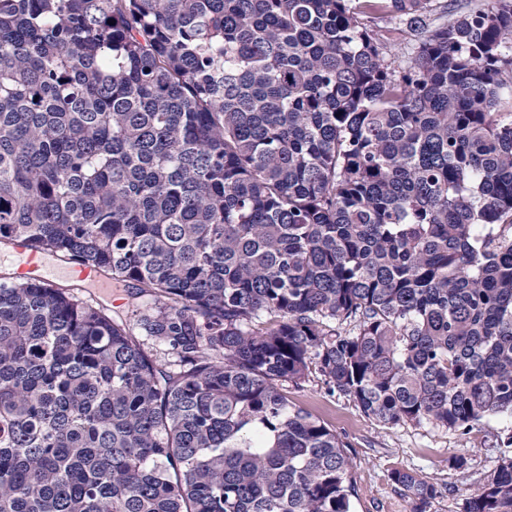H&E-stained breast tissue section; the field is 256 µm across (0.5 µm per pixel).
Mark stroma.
Wrapping results in <instances>:
<instances>
[{
    "label": "stroma",
    "mask_w": 512,
    "mask_h": 512,
    "mask_svg": "<svg viewBox=\"0 0 512 512\" xmlns=\"http://www.w3.org/2000/svg\"><path fill=\"white\" fill-rule=\"evenodd\" d=\"M288 395L348 442L357 491L352 512H412L408 499L389 479L394 468L442 487V496L433 501L429 512H458L461 500L495 470L500 455L496 436L512 426L507 418H487L464 437L427 424L388 428L366 418L346 397L329 394L315 372L301 387L289 388ZM460 455L467 457V468H449V459Z\"/></svg>",
    "instance_id": "1"
}]
</instances>
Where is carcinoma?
I'll return each instance as SVG.
<instances>
[{
    "instance_id": "cac0c4a2",
    "label": "carcinoma",
    "mask_w": 512,
    "mask_h": 512,
    "mask_svg": "<svg viewBox=\"0 0 512 512\" xmlns=\"http://www.w3.org/2000/svg\"><path fill=\"white\" fill-rule=\"evenodd\" d=\"M509 33L512 0H0V244L149 299L135 335L0 278V512H352L284 392L313 369L387 427L512 419ZM459 512H512V454Z\"/></svg>"
}]
</instances>
